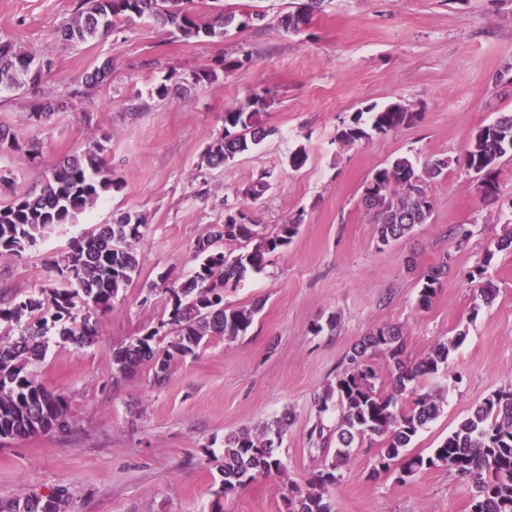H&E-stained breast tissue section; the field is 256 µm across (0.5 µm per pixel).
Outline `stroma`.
Here are the masks:
<instances>
[{"label":"stroma","instance_id":"stroma-1","mask_svg":"<svg viewBox=\"0 0 512 512\" xmlns=\"http://www.w3.org/2000/svg\"><path fill=\"white\" fill-rule=\"evenodd\" d=\"M296 0H192L207 16L225 7L265 18L231 28L224 38L186 40L149 19L119 21L106 36L66 45L60 27L79 0H0V38L55 65L38 92H1L0 128L38 140V163L0 152V206L39 189L53 163L93 140L122 186L106 193L77 223L55 227L22 256L0 260V297L39 295L56 282L51 263L85 232L124 212L146 219L136 248L141 273L100 315L93 344L49 333L36 380L69 401L70 425L0 441V501L64 489L68 512H211L221 488L217 460L225 435L287 416L284 468L221 501L224 512H287L293 485L305 484L325 458L309 442L321 413L317 397L345 368L351 348L374 326L403 331L409 361L465 332L449 373L419 387L445 398L440 416L419 432L411 451L429 453L494 391L512 386V248L497 242L512 226V153L499 161V192L484 201L462 164L477 128L512 113V0H325L307 27L278 24ZM250 63L221 73L189 96L181 85L222 59ZM111 60V75L82 94L86 72ZM167 83L161 98L154 90ZM271 134L224 167L204 153L224 132V109L254 96ZM66 101L40 124L27 114L36 97ZM399 104L417 120L388 134L345 143L337 134L357 112ZM305 148L293 169L288 156ZM416 164L448 158L446 174L427 184L429 223L388 246L362 205L375 169L395 158ZM270 172V188L250 202L235 191L249 176ZM267 226L296 219L297 236L224 290L230 307H256L235 341L214 336L179 360L162 384L149 366L115 378L113 350L156 332L170 310L159 274L184 281L197 265L195 247L224 221L226 206ZM448 261L429 309L416 305L419 281ZM497 287L491 307L473 312L475 274ZM336 328H328L330 317ZM377 449H355L331 487L336 512H470L472 482L447 468L400 482L375 473Z\"/></svg>","mask_w":512,"mask_h":512}]
</instances>
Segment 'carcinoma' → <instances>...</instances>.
Here are the masks:
<instances>
[{
    "label": "carcinoma",
    "instance_id": "1",
    "mask_svg": "<svg viewBox=\"0 0 512 512\" xmlns=\"http://www.w3.org/2000/svg\"><path fill=\"white\" fill-rule=\"evenodd\" d=\"M189 2L80 0L77 15L63 28V37L68 42L84 44L108 32L116 20L147 17L162 27L175 29L184 39L222 38L235 23L245 27L250 20L264 19V14L255 12L248 15V20L239 22L234 11L224 8L202 21L185 7ZM323 3L324 0H303L295 10L279 17V25L284 31L297 34ZM52 67L49 53L36 55L11 41L0 40V90H34ZM111 70L112 62L106 61L88 73L82 93L90 94ZM264 106V99L257 96L249 109H224V136L204 154L208 166H224L269 135L260 125L259 113ZM62 107L64 102L59 100L35 101L28 113L29 120L38 124ZM416 118V113L392 104L372 113L370 120L374 131L387 134L412 124ZM0 149L21 152L31 160L42 155L39 142L22 144L16 134L3 129ZM106 151L102 141L89 142L85 148L53 164L39 192L22 194L0 207L1 259L22 255L50 230L76 222L105 193L119 187V181L105 165ZM509 151L512 152V114L498 117L473 134L465 166L476 175L488 201L497 198L498 162ZM447 169L446 159H437L419 169L409 158L400 156L373 172L364 188L362 204L374 214L381 245L399 241L415 226L428 222L432 204L424 185ZM269 186L267 174L253 175L237 190V195L256 202ZM245 219L242 211L230 206L225 211L224 223L215 225L210 235L197 242L196 252L205 255L203 261L180 286L166 288L171 303L166 345H154V331L120 346L113 356L117 375L125 377L148 364L155 380L160 382L179 360L196 355L209 337L235 340L246 335L257 306H225L224 288L239 282L248 271L262 269L268 255L287 247L298 233L299 221L291 220L269 229L261 224H248ZM145 227L142 216L130 213L111 224L98 226L60 254L55 263L58 283L41 289L37 298L0 301V324L7 325V338L0 337V434L26 438L46 433L54 425L59 429L69 425L66 397L38 383L29 366L42 359L43 336L49 321L66 324L60 334L72 340L82 344L95 341L98 322L91 321V314L112 310L119 292L139 273L141 259L135 244L143 237ZM225 239H241L251 247L229 259L217 246ZM448 268L445 260L431 267L420 280L419 308L431 305ZM496 293L492 281H483L472 312L476 314L481 306L491 305ZM23 321L27 326L17 337H10L13 326ZM465 336L460 332L437 343L416 362L406 359L402 331L393 325L374 327L356 344L346 355L344 372L318 398L322 411L336 403L340 411L336 427L326 435L319 421L309 434L314 444L335 443V451L305 485L291 488L287 512H335L327 489L341 479L354 445L365 440L381 444L377 474L395 469L403 482L422 470L446 467L474 484L476 495L471 512H512V389L499 390L487 397L430 453L407 452L414 437L443 408L440 395L418 390L419 378L448 371L450 352ZM372 350L388 358L392 390L387 394L377 389L378 373L369 362ZM406 393L413 396L412 406L407 409L399 404ZM287 426L288 418L284 416L256 430L246 428L225 436L220 468L222 496L227 498L257 478L282 470L279 449ZM67 499L65 490L57 489L23 504L0 503V512H65Z\"/></svg>",
    "mask_w": 512,
    "mask_h": 512
}]
</instances>
